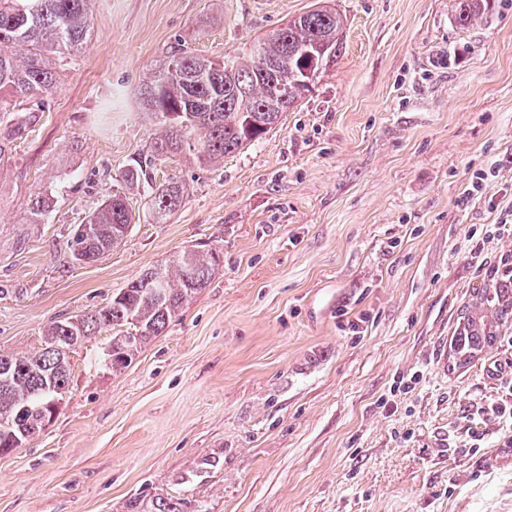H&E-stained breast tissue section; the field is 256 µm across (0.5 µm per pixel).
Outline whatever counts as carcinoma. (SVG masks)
<instances>
[{
    "label": "carcinoma",
    "instance_id": "obj_1",
    "mask_svg": "<svg viewBox=\"0 0 512 512\" xmlns=\"http://www.w3.org/2000/svg\"><path fill=\"white\" fill-rule=\"evenodd\" d=\"M89 0H0V159L6 148L28 134L42 111L44 97L59 74L50 57L71 55L91 34ZM486 0H457L456 21L468 26ZM344 18L319 6L257 40L243 60L213 61L182 51L170 56L139 89L145 109L160 117L161 132L149 142L146 156L132 159L123 173L125 185L139 187L150 180L147 168L155 160L187 154L201 166L215 165L275 128L282 113H268L270 126L256 125L272 88L294 89L307 68L305 51L325 47L309 77L315 82L338 57ZM32 104L24 118L8 116L7 102ZM152 213L167 219L180 206L184 189L176 182L151 188ZM51 199L32 204L34 222L51 212ZM133 214L127 197L108 196L74 229L69 248L95 261L121 243ZM220 268V254L206 244L191 245L172 259L145 269L103 305L74 321L62 318L45 327L39 348L27 353H0V450L22 433L36 438L52 413L56 398L67 394L72 365L59 357L58 347L79 336L112 333V372L131 365L143 347L161 335L185 306L207 288ZM512 328V258L474 289L461 309L451 342L455 365L464 367L496 345ZM128 512H184L182 501L140 497Z\"/></svg>",
    "mask_w": 512,
    "mask_h": 512
}]
</instances>
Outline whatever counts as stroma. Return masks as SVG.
I'll use <instances>...</instances> for the list:
<instances>
[{"instance_id":"stroma-1","label":"stroma","mask_w":512,"mask_h":512,"mask_svg":"<svg viewBox=\"0 0 512 512\" xmlns=\"http://www.w3.org/2000/svg\"><path fill=\"white\" fill-rule=\"evenodd\" d=\"M316 0H91L92 37L0 161V352L108 301L204 242L218 274L120 373L107 336L75 354L44 433L0 456V512H512V331L442 367L458 314L512 253V0L469 26L455 0H331L343 49L262 139L203 168L163 222L121 173L159 128L137 90L178 50L215 60ZM489 178L468 196L474 173ZM136 215L78 264L68 242L108 194ZM51 197L31 221L34 194ZM128 512H185L180 499L171 498H150L145 503L141 497L134 498L128 504Z\"/></svg>"}]
</instances>
